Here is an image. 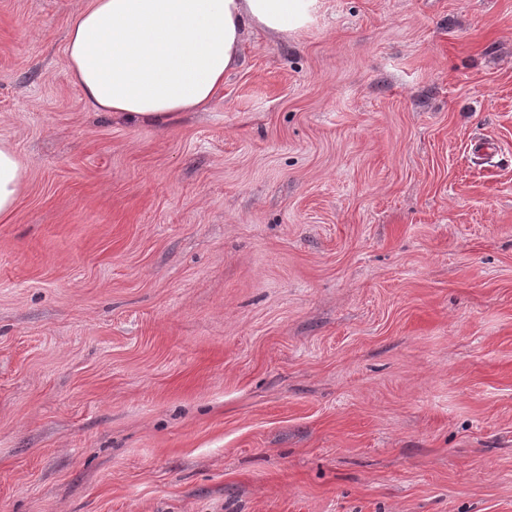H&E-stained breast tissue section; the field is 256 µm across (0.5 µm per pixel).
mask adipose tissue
<instances>
[{
	"mask_svg": "<svg viewBox=\"0 0 512 512\" xmlns=\"http://www.w3.org/2000/svg\"><path fill=\"white\" fill-rule=\"evenodd\" d=\"M316 0H90L71 22L73 80L98 111L129 123L166 125L206 109L238 62L246 28L281 35L306 23ZM24 166L0 141V217Z\"/></svg>",
	"mask_w": 512,
	"mask_h": 512,
	"instance_id": "adipose-tissue-1",
	"label": "adipose tissue"
}]
</instances>
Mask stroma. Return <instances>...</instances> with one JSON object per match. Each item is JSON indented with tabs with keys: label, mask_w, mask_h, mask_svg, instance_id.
Returning a JSON list of instances; mask_svg holds the SVG:
<instances>
[{
	"label": "stroma",
	"mask_w": 512,
	"mask_h": 512,
	"mask_svg": "<svg viewBox=\"0 0 512 512\" xmlns=\"http://www.w3.org/2000/svg\"><path fill=\"white\" fill-rule=\"evenodd\" d=\"M87 4L0 0V512H512V0H317L162 127ZM23 169L15 149L8 142L0 141V217L13 210L22 186Z\"/></svg>",
	"instance_id": "1"
}]
</instances>
